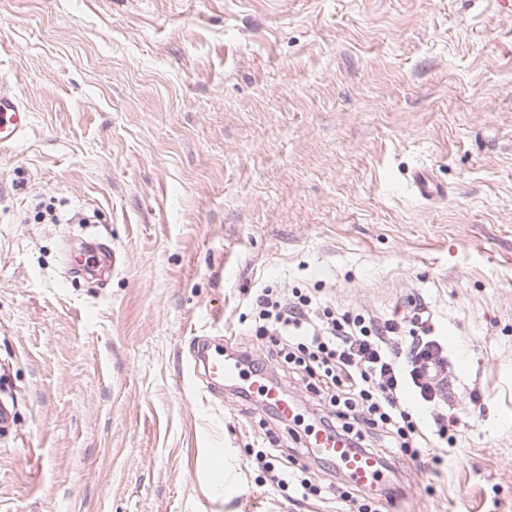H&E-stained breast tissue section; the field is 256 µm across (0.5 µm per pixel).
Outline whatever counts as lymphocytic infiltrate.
<instances>
[{
  "mask_svg": "<svg viewBox=\"0 0 512 512\" xmlns=\"http://www.w3.org/2000/svg\"><path fill=\"white\" fill-rule=\"evenodd\" d=\"M249 306L255 334L268 337L290 383L315 396L319 431L347 439L386 469L395 453L419 459L428 440L451 444L447 418L436 410L443 346L424 300L411 299L402 315L381 316L345 310L297 288L263 287ZM410 391L419 397V409L405 406ZM424 412L434 423L428 434L419 424ZM289 425V448H281L273 435L256 455L272 484L292 488L298 500L336 493L349 502V512H377L372 494L340 493L335 485L299 476L294 466L304 440L297 420Z\"/></svg>",
  "mask_w": 512,
  "mask_h": 512,
  "instance_id": "f902f5d3",
  "label": "lymphocytic infiltrate"
}]
</instances>
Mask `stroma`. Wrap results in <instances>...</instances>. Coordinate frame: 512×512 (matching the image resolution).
<instances>
[{
	"instance_id": "stroma-1",
	"label": "stroma",
	"mask_w": 512,
	"mask_h": 512,
	"mask_svg": "<svg viewBox=\"0 0 512 512\" xmlns=\"http://www.w3.org/2000/svg\"><path fill=\"white\" fill-rule=\"evenodd\" d=\"M1 90L32 131L0 149V512H344L266 483L261 400L190 369L197 336L265 355L275 282L422 295L457 424L391 468L400 512H512V0H0ZM415 192L422 198L433 201L446 196L444 187L438 183L426 170H416L411 176ZM115 264L116 253L112 247L96 242L74 257L72 269L74 273L96 270L100 277H104L112 273Z\"/></svg>"
}]
</instances>
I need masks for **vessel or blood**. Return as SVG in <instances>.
I'll list each match as a JSON object with an SVG mask.
<instances>
[{"mask_svg":"<svg viewBox=\"0 0 512 512\" xmlns=\"http://www.w3.org/2000/svg\"><path fill=\"white\" fill-rule=\"evenodd\" d=\"M29 128L30 113L25 104L13 94L0 92V148L23 140ZM411 183L415 192L429 201L446 194L444 187L425 170L414 171ZM115 264L116 253L111 246L96 243L75 256L73 270L77 273L94 270L106 276ZM194 357L201 362L209 386L225 384L245 388L252 395L261 397L265 405L275 408L281 417L289 419L295 414L296 404L282 387L264 376L247 373L238 358L225 353L223 347L211 346L204 338L197 339ZM310 446L318 455L334 462L353 486L366 489L382 485L384 472L377 457L352 448L347 440L319 432L311 436Z\"/></svg>","mask_w":512,"mask_h":512,"instance_id":"1","label":"vessel or blood"}]
</instances>
